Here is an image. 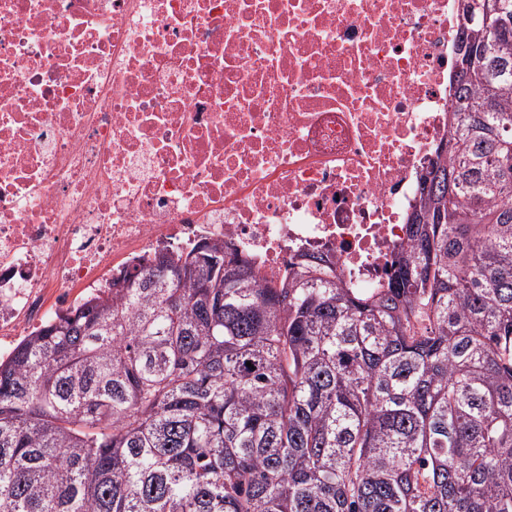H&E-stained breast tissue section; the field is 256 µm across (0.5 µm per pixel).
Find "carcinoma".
<instances>
[{"instance_id":"carcinoma-1","label":"carcinoma","mask_w":512,"mask_h":512,"mask_svg":"<svg viewBox=\"0 0 512 512\" xmlns=\"http://www.w3.org/2000/svg\"><path fill=\"white\" fill-rule=\"evenodd\" d=\"M472 2L387 284L127 269L0 362V512H512V0Z\"/></svg>"}]
</instances>
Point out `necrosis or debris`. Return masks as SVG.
Segmentation results:
<instances>
[{
	"label": "necrosis or debris",
	"instance_id": "4bbe7bcc",
	"mask_svg": "<svg viewBox=\"0 0 512 512\" xmlns=\"http://www.w3.org/2000/svg\"><path fill=\"white\" fill-rule=\"evenodd\" d=\"M459 37L457 0H0V335L201 241L383 284Z\"/></svg>",
	"mask_w": 512,
	"mask_h": 512
}]
</instances>
